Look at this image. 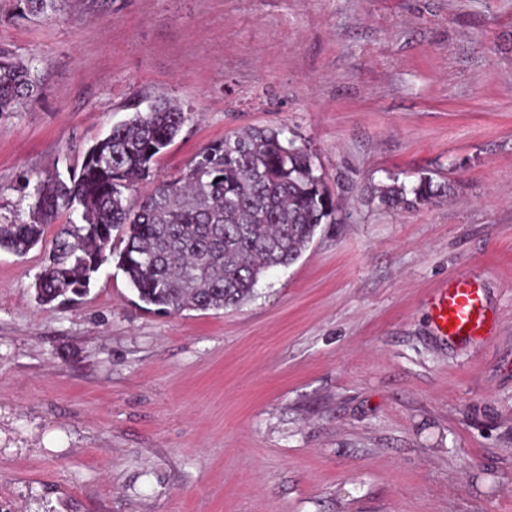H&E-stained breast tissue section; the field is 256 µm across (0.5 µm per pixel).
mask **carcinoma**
Wrapping results in <instances>:
<instances>
[{
	"mask_svg": "<svg viewBox=\"0 0 512 512\" xmlns=\"http://www.w3.org/2000/svg\"><path fill=\"white\" fill-rule=\"evenodd\" d=\"M62 0H17L22 12L49 16ZM43 91L31 66L0 47V113L13 112ZM128 118L91 145L79 172L37 183L24 216L0 224V249L26 254L58 215L82 209L81 224L57 234L48 263L35 278L40 304L86 294L93 273L109 260L138 299L167 313L238 307L259 281L295 263L323 223L336 222V203L315 154L297 134L248 127L205 146L171 178L153 166L180 134L187 113L154 97L131 104ZM154 178L152 190L131 197ZM448 186L429 177L395 183L381 200L427 204ZM124 243L116 252L112 237Z\"/></svg>",
	"mask_w": 512,
	"mask_h": 512,
	"instance_id": "1",
	"label": "carcinoma"
}]
</instances>
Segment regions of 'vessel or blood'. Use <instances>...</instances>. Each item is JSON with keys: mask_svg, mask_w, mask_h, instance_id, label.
Instances as JSON below:
<instances>
[{"mask_svg": "<svg viewBox=\"0 0 512 512\" xmlns=\"http://www.w3.org/2000/svg\"><path fill=\"white\" fill-rule=\"evenodd\" d=\"M434 331L452 344H472L495 333V321L479 278L463 274L434 289L428 305Z\"/></svg>", "mask_w": 512, "mask_h": 512, "instance_id": "1", "label": "vessel or blood"}]
</instances>
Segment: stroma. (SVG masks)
Returning <instances> with one entry per match:
<instances>
[{"label": "stroma", "mask_w": 512, "mask_h": 512, "mask_svg": "<svg viewBox=\"0 0 512 512\" xmlns=\"http://www.w3.org/2000/svg\"><path fill=\"white\" fill-rule=\"evenodd\" d=\"M44 92L0 113V222L135 97L188 119L173 176L239 129L305 138L342 217L236 308L163 314L115 262L39 306L0 250V512H512V0H0ZM447 199L388 207L420 178ZM480 276L486 342L436 336ZM428 314L436 334L448 343L472 344L487 340L495 333V321L483 283L468 274L434 288ZM450 323H455V327Z\"/></svg>", "instance_id": "1"}]
</instances>
